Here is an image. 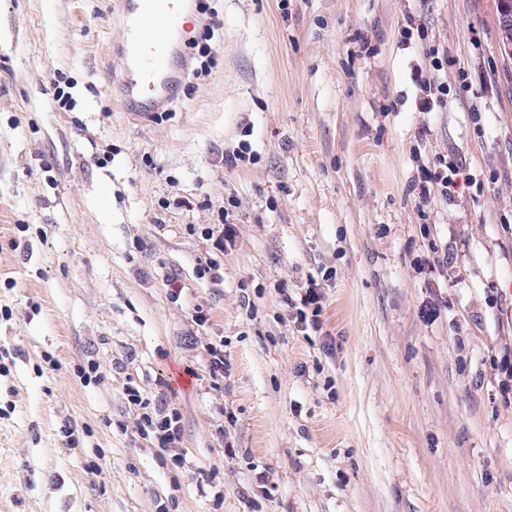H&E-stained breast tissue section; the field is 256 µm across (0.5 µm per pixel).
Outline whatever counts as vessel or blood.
I'll return each instance as SVG.
<instances>
[{
    "label": "vessel or blood",
    "instance_id": "vessel-or-blood-1",
    "mask_svg": "<svg viewBox=\"0 0 512 512\" xmlns=\"http://www.w3.org/2000/svg\"><path fill=\"white\" fill-rule=\"evenodd\" d=\"M185 0H132L122 24L121 50L137 78L127 88L131 102L142 108L155 106L157 79L169 69L167 44L178 32Z\"/></svg>",
    "mask_w": 512,
    "mask_h": 512
}]
</instances>
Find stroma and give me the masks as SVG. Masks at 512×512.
I'll return each mask as SVG.
<instances>
[{
  "instance_id": "stroma-1",
  "label": "stroma",
  "mask_w": 512,
  "mask_h": 512,
  "mask_svg": "<svg viewBox=\"0 0 512 512\" xmlns=\"http://www.w3.org/2000/svg\"><path fill=\"white\" fill-rule=\"evenodd\" d=\"M205 2L213 64L171 56L140 118L118 0H0V512H512L494 0ZM131 386L178 409L184 467ZM452 184L448 180V163L440 162L433 172L429 171L424 176L421 194L426 197L437 192L440 196H448V188Z\"/></svg>"
}]
</instances>
